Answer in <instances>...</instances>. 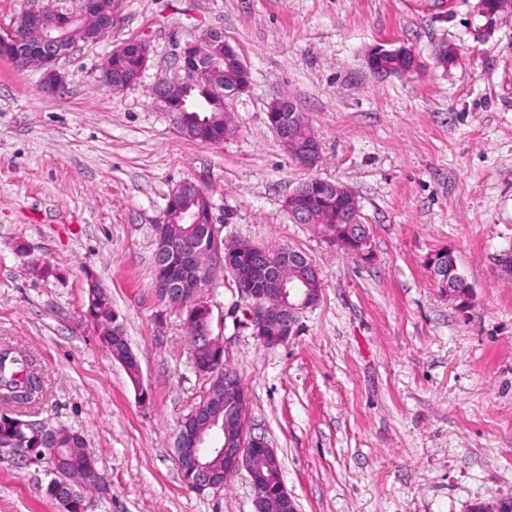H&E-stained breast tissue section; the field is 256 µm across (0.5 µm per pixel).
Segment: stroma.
Masks as SVG:
<instances>
[{
  "label": "stroma",
  "instance_id": "obj_1",
  "mask_svg": "<svg viewBox=\"0 0 512 512\" xmlns=\"http://www.w3.org/2000/svg\"><path fill=\"white\" fill-rule=\"evenodd\" d=\"M212 29L250 87L226 101L236 134L201 144L149 90ZM135 39L148 66L113 91L100 66ZM377 45L411 49L418 69L374 74ZM58 68L66 86L52 95L42 69L0 56V342L43 374L29 420L85 436L110 485L96 512H254L246 474L199 494L174 457L207 388L183 323L157 322L152 288L155 226L186 180L209 192L225 243L292 247L318 271V304L274 348L244 325L222 267L205 293L247 433L276 449L300 512H467L512 495V278L499 266L512 248V7L488 19L478 0H121L117 25ZM278 95L318 137L316 167L270 127ZM313 177L355 193L370 261L293 222L284 201ZM442 250L473 288L467 308L430 272ZM36 263L55 277L32 275ZM91 279L124 323L147 399L87 316ZM48 481L45 464L0 454V512H63Z\"/></svg>",
  "mask_w": 512,
  "mask_h": 512
}]
</instances>
